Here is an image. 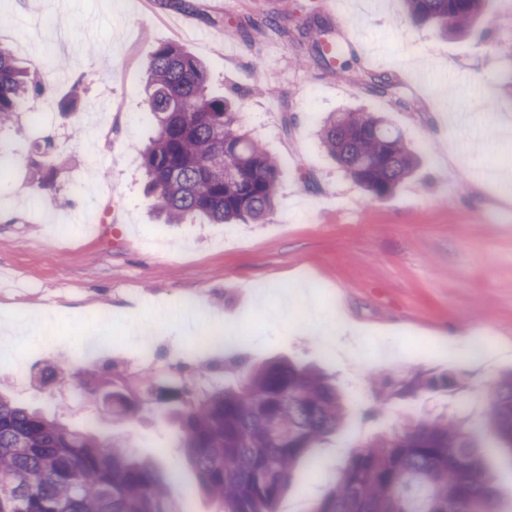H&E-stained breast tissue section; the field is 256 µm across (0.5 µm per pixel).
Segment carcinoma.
<instances>
[{
  "instance_id": "obj_1",
  "label": "carcinoma",
  "mask_w": 512,
  "mask_h": 512,
  "mask_svg": "<svg viewBox=\"0 0 512 512\" xmlns=\"http://www.w3.org/2000/svg\"><path fill=\"white\" fill-rule=\"evenodd\" d=\"M484 0H403L417 25L441 36L467 33ZM304 35L326 41L336 57L345 48L322 24ZM209 74L176 43L154 47L147 67L145 110L155 135L142 150L156 208L170 224L199 214L215 224L258 223L272 213L282 176L280 162L243 129L235 99L211 96ZM45 84L38 67L17 65L0 47V126L12 121ZM327 153L376 198L390 195L417 169L418 156L403 134L378 112H331L318 131ZM53 142L39 153L33 191L49 183ZM450 373L417 371L380 375L373 391L386 403L439 388L452 389ZM121 417L135 405L112 393ZM181 448L201 489L221 512H278L299 464L314 459L332 435H344L347 407L333 379L290 360H268L242 381L175 410ZM481 425L512 452V373L499 381ZM96 424L73 429L48 410H28L0 396V512H178L167 495L178 472L133 458L127 439L101 440ZM309 512H500L495 473L471 428L454 413L413 414L395 432L352 446L336 483Z\"/></svg>"
}]
</instances>
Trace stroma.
<instances>
[{"instance_id": "obj_1", "label": "stroma", "mask_w": 512, "mask_h": 512, "mask_svg": "<svg viewBox=\"0 0 512 512\" xmlns=\"http://www.w3.org/2000/svg\"><path fill=\"white\" fill-rule=\"evenodd\" d=\"M9 24L0 45L40 66L47 91L29 98L0 129V150L15 163L0 174V320L53 314V345L22 340L0 350V393L55 407L69 426L96 422L102 435L129 437L131 452L178 469L167 494L184 512H218L201 493L179 430L154 394L159 388L203 398L223 384L224 357L180 359L190 344L185 311L223 321L247 337L249 366L272 358L333 374L349 405V431L364 441L398 429L405 414H466L512 371V195L493 171L512 153V0H488L471 35L443 38L413 24L401 0H348L334 14L324 0H0ZM322 20L346 48L322 60L303 31ZM174 42L202 60L209 89L242 97L251 136L283 166L273 213L262 224H165L147 193L139 149L154 134L144 110L146 66L154 46ZM422 70L425 87L408 78ZM381 74L384 91L361 81ZM380 110L420 150L417 173L384 198L366 194L327 154L316 129L341 107ZM461 119L449 127L445 116ZM52 136L70 158L54 187L33 194L32 146ZM97 151L89 153L86 143ZM81 195H73V185ZM109 212L95 239L80 212ZM284 311L273 322L272 309ZM110 311L101 320V311ZM150 324L156 351L142 361L131 327ZM108 329L99 355L104 375L139 399L128 420L88 397L78 374L87 336ZM484 337L486 359L465 348ZM413 369L452 372L465 388L380 405L371 376ZM486 464L512 512V456L478 428ZM336 441L319 449L318 468H301L279 512H308L336 479Z\"/></svg>"}]
</instances>
